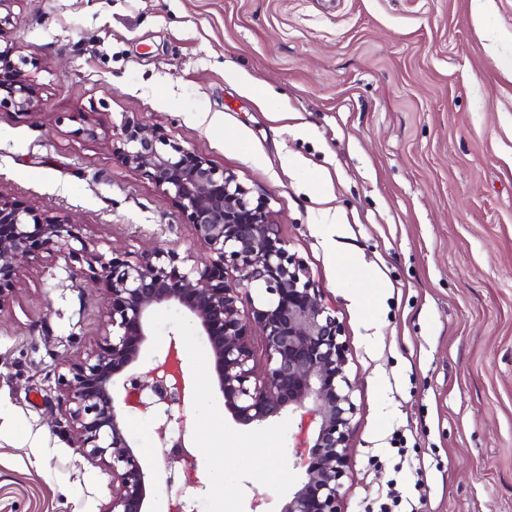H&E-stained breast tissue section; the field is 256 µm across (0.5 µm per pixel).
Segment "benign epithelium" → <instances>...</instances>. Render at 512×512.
Segmentation results:
<instances>
[{"label":"benign epithelium","instance_id":"1","mask_svg":"<svg viewBox=\"0 0 512 512\" xmlns=\"http://www.w3.org/2000/svg\"><path fill=\"white\" fill-rule=\"evenodd\" d=\"M34 60H14L0 49V110L33 105L24 67ZM115 140L122 162L175 200L209 251L204 268L191 252L182 257L160 248L108 257L86 242L79 225L0 199V308L9 301L20 263L64 246L112 296V330L87 358L57 376V407L75 428L79 448L112 471L107 512H146V475L127 430L136 411L153 418L157 452L184 463L183 485L203 486L191 448L190 385L179 340L171 339L151 367L134 369L149 316L168 305L179 306L208 337L215 381L237 421L261 425L285 413L295 419L294 466L304 477L281 512H344L356 405L333 306L288 252L267 203L252 200L233 174L137 119H125ZM229 268L237 273L232 282L225 277ZM252 292L257 301L244 314L242 294ZM255 330L265 351L260 370L251 345Z\"/></svg>","mask_w":512,"mask_h":512}]
</instances>
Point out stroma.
I'll list each match as a JSON object with an SVG mask.
<instances>
[{"instance_id":"obj_1","label":"stroma","mask_w":512,"mask_h":512,"mask_svg":"<svg viewBox=\"0 0 512 512\" xmlns=\"http://www.w3.org/2000/svg\"><path fill=\"white\" fill-rule=\"evenodd\" d=\"M0 44L35 56V104L0 111V196L66 215L104 254H209L176 202L116 154L138 118L267 202L330 299L356 414L345 512L398 477L394 431L423 465L424 512H512V0H0ZM96 126L98 135H83ZM66 251L23 262L0 308V512H107L112 474L57 427V374L109 330L112 298ZM181 344L196 512H280L295 423H236L210 343L176 306L139 363ZM168 512L182 484L128 418Z\"/></svg>"}]
</instances>
